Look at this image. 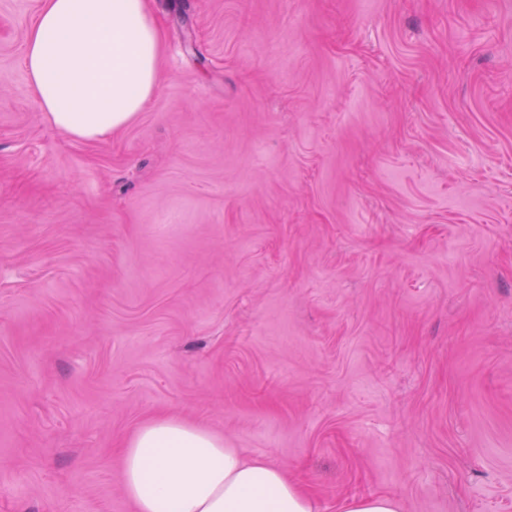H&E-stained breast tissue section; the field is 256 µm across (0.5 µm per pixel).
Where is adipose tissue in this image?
Returning a JSON list of instances; mask_svg holds the SVG:
<instances>
[{"label":"adipose tissue","instance_id":"1","mask_svg":"<svg viewBox=\"0 0 512 512\" xmlns=\"http://www.w3.org/2000/svg\"><path fill=\"white\" fill-rule=\"evenodd\" d=\"M162 47L148 0H41L21 60L45 122L68 139L96 142L150 105ZM121 467L135 512H316L283 468L174 416L137 427Z\"/></svg>","mask_w":512,"mask_h":512}]
</instances>
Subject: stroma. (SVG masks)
<instances>
[{"instance_id":"35a3bbf8","label":"stroma","mask_w":512,"mask_h":512,"mask_svg":"<svg viewBox=\"0 0 512 512\" xmlns=\"http://www.w3.org/2000/svg\"><path fill=\"white\" fill-rule=\"evenodd\" d=\"M0 0V512H135L176 416L318 512H512V0H151L160 88L50 128ZM400 504L393 497L377 495L345 501L340 505V512H399Z\"/></svg>"}]
</instances>
